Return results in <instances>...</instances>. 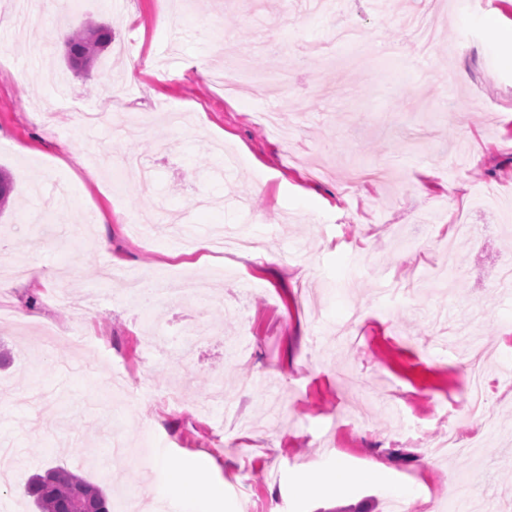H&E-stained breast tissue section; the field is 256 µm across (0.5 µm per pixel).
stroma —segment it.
Here are the masks:
<instances>
[{"label": "stroma", "instance_id": "1", "mask_svg": "<svg viewBox=\"0 0 512 512\" xmlns=\"http://www.w3.org/2000/svg\"><path fill=\"white\" fill-rule=\"evenodd\" d=\"M67 2L47 0L19 39L14 0H0V169L14 184L0 237L11 263L46 272L0 294V446L15 460L0 498L32 512L16 488L61 465L102 485L109 512H152L176 472L241 489L182 512H390L403 485L406 512H512V285L498 272L512 208L480 203L489 187L512 198V0H183L166 25L159 0H80L72 16ZM71 18L112 28L87 74L53 35ZM229 51L247 71L228 98L207 69ZM131 54L149 66L113 97ZM283 70L292 92L269 94L264 78ZM65 90L87 111L152 120L113 144L61 105ZM163 102L191 126L164 150ZM113 148L153 168L154 194L95 169ZM147 208L143 245L128 219ZM426 216L434 233L397 250ZM175 224L201 243L245 230L274 260L189 250ZM456 224L477 233L451 240ZM363 252L420 289L381 292ZM169 267L207 276L212 304L144 306L109 278ZM62 284L94 306L53 303ZM74 327L86 349L67 343ZM475 348L500 385L486 420L497 453L422 465L420 433L447 429ZM249 378L259 387L239 392ZM202 453L210 470L195 468ZM340 465L357 479L336 483Z\"/></svg>", "mask_w": 512, "mask_h": 512}]
</instances>
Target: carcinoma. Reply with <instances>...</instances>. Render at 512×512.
Returning a JSON list of instances; mask_svg holds the SVG:
<instances>
[{
    "label": "carcinoma",
    "mask_w": 512,
    "mask_h": 512,
    "mask_svg": "<svg viewBox=\"0 0 512 512\" xmlns=\"http://www.w3.org/2000/svg\"><path fill=\"white\" fill-rule=\"evenodd\" d=\"M112 40V31L94 21L67 41L69 62L89 72L100 51ZM39 512H108L107 495L98 485L65 467L34 475L27 486Z\"/></svg>",
    "instance_id": "carcinoma-1"
}]
</instances>
